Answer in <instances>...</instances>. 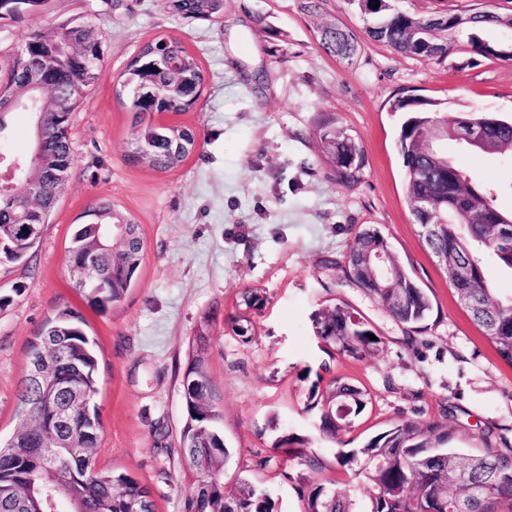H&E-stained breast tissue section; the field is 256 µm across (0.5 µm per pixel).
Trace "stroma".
Returning <instances> with one entry per match:
<instances>
[{
    "instance_id": "stroma-1",
    "label": "stroma",
    "mask_w": 512,
    "mask_h": 512,
    "mask_svg": "<svg viewBox=\"0 0 512 512\" xmlns=\"http://www.w3.org/2000/svg\"><path fill=\"white\" fill-rule=\"evenodd\" d=\"M360 36L347 64L322 53L317 20L296 0H224L218 18L187 19L169 0H45L19 22L0 23V51L19 49L76 21L103 27L98 82L72 115L75 163L27 259L0 257V438L20 427L17 388L44 321L69 305L95 340L94 398L101 432L98 468L127 471L151 493L157 512H185L192 486L206 480L182 452L187 413L182 379L204 313L215 312L204 350L213 403L223 415L229 458L225 480L263 484L279 512H298L289 482L295 462L256 469L273 439H307L322 478L350 489L336 463L394 419L438 420L451 445L512 455V366L488 344L459 304L444 270L423 244L411 211L398 140L406 115L396 97L436 104L445 118L480 109L512 117V61L464 51L421 62L365 36L356 0H325L322 18ZM181 38L205 75L200 99L184 112L153 114L156 124L187 125L199 146L181 167L158 172L129 160L136 125L116 85L144 43ZM335 120L360 143L366 166L352 188L337 183L321 158L316 125ZM442 151L472 181L497 190L512 210V155L469 153L445 139ZM130 213L140 227L143 261L124 301L100 314L75 292L69 239L96 198ZM377 230L433 308L424 329L398 326L363 291L340 286L321 262L342 257L357 229ZM247 288L267 296L247 336L228 331ZM347 303L372 321L381 348L358 361L330 357L312 315ZM350 378L372 403L332 442L319 430L320 409H306L322 368Z\"/></svg>"
}]
</instances>
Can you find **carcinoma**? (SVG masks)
I'll return each mask as SVG.
<instances>
[{
	"instance_id": "cac0c4a2",
	"label": "carcinoma",
	"mask_w": 512,
	"mask_h": 512,
	"mask_svg": "<svg viewBox=\"0 0 512 512\" xmlns=\"http://www.w3.org/2000/svg\"><path fill=\"white\" fill-rule=\"evenodd\" d=\"M44 0H0V21H18L26 12L38 9ZM175 9L190 18L213 19L219 16L210 0H178ZM446 24L427 28L426 16L395 12L388 0H381L380 10L367 36L395 51L428 61L453 49L457 36L467 33L470 52L492 59L491 42L483 38L487 30L512 31V14L491 10L476 13L440 12ZM315 41L325 54L351 61L361 47L358 37L332 22L317 28ZM37 60L36 75L60 85L61 95L39 100L30 90L35 79L0 68V79L11 80L18 99L15 109L44 112L51 127L71 125L76 102L73 90L86 92L94 86L102 69L103 53L94 56L95 68L87 72L77 59L83 46L78 23L59 25L52 34L34 43H24ZM204 75L197 59L177 37H167L144 44L130 62L121 92L134 112L137 133L129 153L130 161L145 163L160 172L179 168L198 145L194 130L180 125L155 124L146 116L163 112H183L197 101ZM395 112L408 113L401 125L399 142L405 168L407 194L414 201L433 198L448 213V223L437 225V232L423 238L432 254H444L455 264L469 268L470 279L452 283L459 303L482 330L497 355L512 366V297L498 298L486 276V260L512 272V223L508 229L498 223L499 215L512 213L499 209L490 189L472 183L455 163L443 165L440 157L423 148V140L444 119L435 110H414L407 97L391 104ZM454 127L474 125L481 131L485 152L512 151V122L493 112H463ZM316 132L324 160L346 187L361 182L365 166L362 147L347 130L328 120L319 123ZM150 155H140L142 145ZM21 189L45 203L52 199L53 186L43 169L29 173ZM68 248V262L92 259L102 268L101 280L86 287L74 286L86 304L104 313L120 304L130 290L142 261V242L125 248L115 246L98 250L104 242L102 225L135 219L118 209L111 200L100 197L84 212ZM389 250L385 239L375 230L364 229L354 235L343 260L328 257L322 267L343 272L357 270L363 252ZM395 276L389 283L358 278L346 281L362 289L381 305L397 324L413 331L430 315L432 302L425 291L407 274L394 254H389ZM266 302L260 290L248 288L242 294L243 311L225 317V323L239 336L249 330V312L259 311ZM314 335L341 357L363 360L379 350L380 340L370 321L343 303H333L313 316ZM45 354L46 377L35 385L24 377L18 393L21 426L15 437L0 441V512H49L45 499L46 484L63 480L61 500L67 512H156L150 491L127 472L118 468L96 471L88 465L93 460L98 440L84 438L83 431L100 424L93 399L97 393V359L83 316L66 306L46 320L32 343L30 354ZM189 373L200 382L182 388L187 421L182 432L183 454L191 464L209 473V479L197 484L187 500V512H277L276 502L264 487L239 478L224 482V463L229 453L224 449L221 414L211 399V383L205 357L197 353ZM309 406L321 405L320 429L333 442L347 423L338 417L342 403L352 407V418L359 417L372 402L370 392L343 376L328 381L319 378L308 389ZM448 429L437 421L420 425L410 419L392 421L362 447L340 452L339 466L352 471L354 489L338 491L334 482L316 477L323 465L308 451L306 440L291 435L275 439L270 454L257 460L265 469L288 460L297 461L300 472L294 481L300 512H460L458 503L468 512H512V456L486 451L464 454L449 447ZM474 474L475 494L467 495L453 483L461 468Z\"/></svg>"
}]
</instances>
